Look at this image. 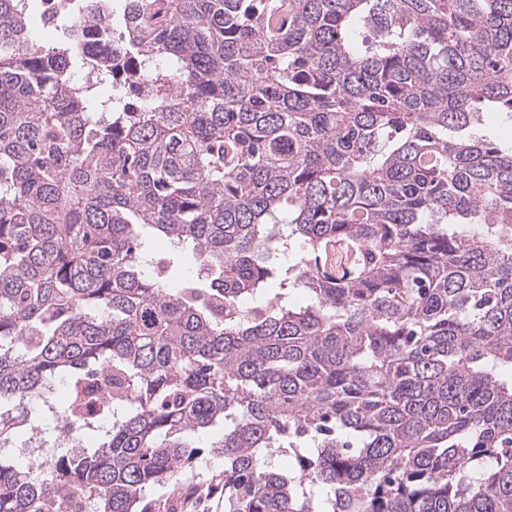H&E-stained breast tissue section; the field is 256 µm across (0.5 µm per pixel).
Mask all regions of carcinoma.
Wrapping results in <instances>:
<instances>
[{
	"instance_id": "obj_1",
	"label": "carcinoma",
	"mask_w": 512,
	"mask_h": 512,
	"mask_svg": "<svg viewBox=\"0 0 512 512\" xmlns=\"http://www.w3.org/2000/svg\"><path fill=\"white\" fill-rule=\"evenodd\" d=\"M112 2L0 0V512H512V0ZM69 32V23L66 15H62L56 22L42 24L38 28V36L42 44L55 45L63 41Z\"/></svg>"
}]
</instances>
